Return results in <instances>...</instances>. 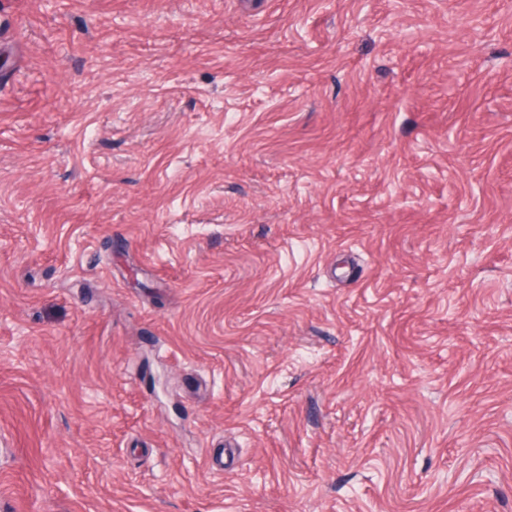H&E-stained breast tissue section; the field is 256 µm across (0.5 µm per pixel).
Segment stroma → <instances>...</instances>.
Wrapping results in <instances>:
<instances>
[{
    "mask_svg": "<svg viewBox=\"0 0 512 512\" xmlns=\"http://www.w3.org/2000/svg\"><path fill=\"white\" fill-rule=\"evenodd\" d=\"M0 512H512V0H0Z\"/></svg>",
    "mask_w": 512,
    "mask_h": 512,
    "instance_id": "stroma-1",
    "label": "stroma"
}]
</instances>
